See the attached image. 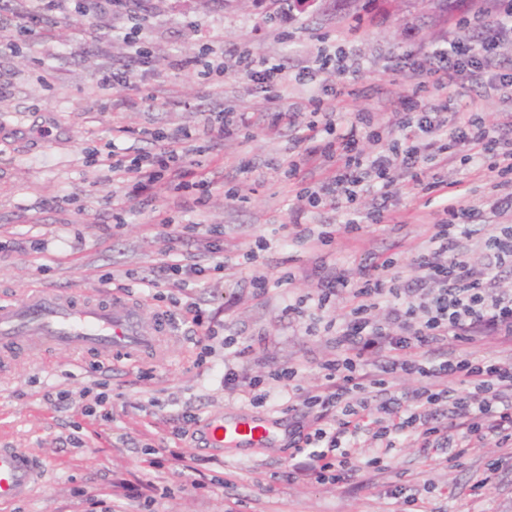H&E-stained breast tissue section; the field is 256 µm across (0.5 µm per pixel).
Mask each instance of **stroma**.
Segmentation results:
<instances>
[{
  "instance_id": "1",
  "label": "stroma",
  "mask_w": 512,
  "mask_h": 512,
  "mask_svg": "<svg viewBox=\"0 0 512 512\" xmlns=\"http://www.w3.org/2000/svg\"><path fill=\"white\" fill-rule=\"evenodd\" d=\"M466 0H452L447 12L431 11L428 0H56L47 20L0 44V301L31 288L63 294L89 291L105 298L115 280L125 281L128 298L141 302L145 319L170 310L172 301L191 296L212 316V352L201 356L194 326L182 316L170 320L163 351L155 357L114 355L102 362L89 352L20 346L0 351V448H22L45 470L29 498L0 506V512H100L95 496L111 498L116 512H403L390 489L401 483L427 485L430 512H512V450L486 443L468 451L459 467L428 465L418 449L405 447L385 472L362 469L348 483L292 481V444L307 423L290 410L288 384L253 401L224 386V363L235 362L249 377L295 368L294 384L312 391L323 382L320 365L336 350L324 325L340 313L332 298L312 320H294L287 306L311 292L312 271L321 262L349 264L364 252L399 253L410 258L441 214L413 184L401 183L392 208L403 229L363 225L353 235L337 233L332 246L309 251L294 242L291 216L303 223L342 224V214L310 208L298 188L270 160L287 158L288 131L273 130L254 85L235 68L240 54L285 65L289 75L312 66L322 47L343 45L362 67L345 74H318L311 87L289 84L283 107L310 111L309 98L323 85L349 87L335 110L340 123L355 113H373L385 124L403 99L413 97L411 79L395 73L402 57L445 39L468 41L458 28ZM140 24L149 50L148 66L123 39ZM224 51V76L187 72L180 60L207 46ZM124 73L137 82L132 109H109L100 82ZM428 97L456 104L472 100L476 112L494 119L511 112L512 101L475 82ZM245 109L253 112V137L211 142L199 157L213 187L203 211L160 187L149 206L126 200L124 186L96 162L108 145L151 150L146 129H178L201 138L204 113ZM255 170L241 172V159ZM474 157L448 168L461 205L479 204L490 193L493 173ZM185 225L221 226L227 258L223 273L204 256L197 234L179 250L205 268L186 290L159 287L148 298L144 280L153 278L168 242L155 215ZM265 242L268 294L257 299L243 255ZM292 270V285L279 284L280 271ZM233 345H225V337ZM102 382L108 396L103 411L84 413L92 404L87 387ZM195 420L181 424L183 413ZM245 414L281 422L284 436L269 448L243 454L211 447L203 434L214 418ZM166 449L163 468L148 466L151 448ZM504 465L483 495L472 485L496 460ZM94 496H77L79 487Z\"/></svg>"
}]
</instances>
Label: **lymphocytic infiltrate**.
Instances as JSON below:
<instances>
[{
  "mask_svg": "<svg viewBox=\"0 0 512 512\" xmlns=\"http://www.w3.org/2000/svg\"><path fill=\"white\" fill-rule=\"evenodd\" d=\"M478 30L472 42L448 40L406 58L403 67L418 88L442 90L459 77L495 90H512V72H504L498 54L502 41L512 38V0H494L493 9L475 4L459 19ZM244 73L271 109L273 125L295 133L299 151L287 162L289 178L315 162L326 177L306 188L312 207L348 211L361 195H378L381 202L367 213L372 224H387L386 202L399 182L420 181L426 162L439 169L423 190L441 211L424 246L408 269L419 292L404 295L396 258L368 254L354 266H322L315 283L318 308L342 296L341 313L326 324L335 335L336 351L321 369L324 383L297 399L311 414L309 430L296 447L297 463L289 479L347 483L369 466L385 470L399 441H407L439 464H458L467 448L493 442L512 446V361L479 358L470 345L488 337L512 342V290L499 289L497 270L512 266V113L487 123L477 113L430 98L417 111L396 112L383 129H375L369 113L338 127L335 112L313 98L312 112L279 109L288 83L278 64H257L250 56L237 59ZM155 152L128 156L110 150L113 174L134 182L141 205L158 183L175 189L199 190L197 206H205L209 185L187 162L191 135L181 129L152 131ZM488 159L494 172V196L488 207H461L456 189L443 171L457 158L458 147ZM421 182V181H420ZM499 216L482 247L493 260L477 270L465 240L483 210ZM389 309L378 317L380 306ZM411 379V392H399L394 381ZM372 445L373 454L359 451Z\"/></svg>",
  "mask_w": 512,
  "mask_h": 512,
  "instance_id": "obj_1",
  "label": "lymphocytic infiltrate"
}]
</instances>
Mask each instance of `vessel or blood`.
I'll list each match as a JSON object with an SVG mask.
<instances>
[{"mask_svg":"<svg viewBox=\"0 0 512 512\" xmlns=\"http://www.w3.org/2000/svg\"><path fill=\"white\" fill-rule=\"evenodd\" d=\"M163 319L146 321L140 306L120 295L105 300L71 299L36 289L0 303V348L25 343L113 354L139 355L158 348ZM274 422L221 421L211 424V441L227 448H261L272 437ZM43 474L39 461L19 448H0V505L28 496Z\"/></svg>","mask_w":512,"mask_h":512,"instance_id":"obj_1","label":"vessel or blood"}]
</instances>
